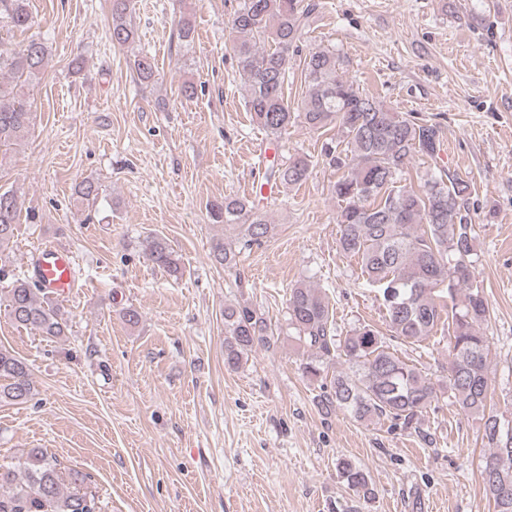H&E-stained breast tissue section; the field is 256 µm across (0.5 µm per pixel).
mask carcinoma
<instances>
[{"mask_svg": "<svg viewBox=\"0 0 512 512\" xmlns=\"http://www.w3.org/2000/svg\"><path fill=\"white\" fill-rule=\"evenodd\" d=\"M132 0H112V45L134 42ZM313 8L302 0H242L231 20L232 50L245 76L243 96L251 120L272 136L284 131L294 108L284 95L297 42L310 27ZM0 21L24 32L34 25L27 0H0ZM48 55L39 38L12 47L0 44V72L12 84L0 86V153L21 141L32 121L24 89L41 74ZM344 59L336 50L316 47L304 57L307 91L301 102L304 123L314 130H336L324 144L329 164L343 170L332 185L344 204L340 213L339 247L357 260L361 275L376 288L386 310L390 337L416 345L443 328L448 332V388L459 412L482 416V438L489 447L481 478L494 512H512V426L487 412L490 401L489 345L480 331L489 306L475 277L474 229L460 216L469 183L454 174L430 176L424 185L396 186L398 175L413 155L436 158L437 129L386 107L362 93L342 74ZM138 80L156 79L153 58L143 53L134 61ZM310 160L293 157L272 164L266 183L297 185L310 173ZM261 199L226 198L209 204L212 223L239 228L238 244L246 248L269 233ZM21 204L12 191L0 192V246L15 235ZM153 265L179 274L173 248L161 238L146 243ZM238 252L218 243L215 261L226 268ZM447 281L448 303L436 301L432 287ZM5 309L18 326L43 336L65 335L59 310L41 297L39 284L14 282L7 290ZM288 326L307 353L303 373L323 378L336 362L346 369L332 376L331 391L320 396L326 413L341 411L361 423L389 421L417 429L438 397L441 384L401 357L385 337L364 325L341 338L322 292L304 283L290 289ZM224 365L239 369L257 345L270 343L262 314L247 304L224 308ZM27 363L0 348V403L22 404L34 395ZM337 476L357 497L368 502L375 490L368 472L350 459L336 462ZM71 490L62 488L58 463L41 448H31L16 467L0 471V512H98L95 496L82 490L86 476L69 472Z\"/></svg>", "mask_w": 512, "mask_h": 512, "instance_id": "obj_1", "label": "carcinoma"}]
</instances>
